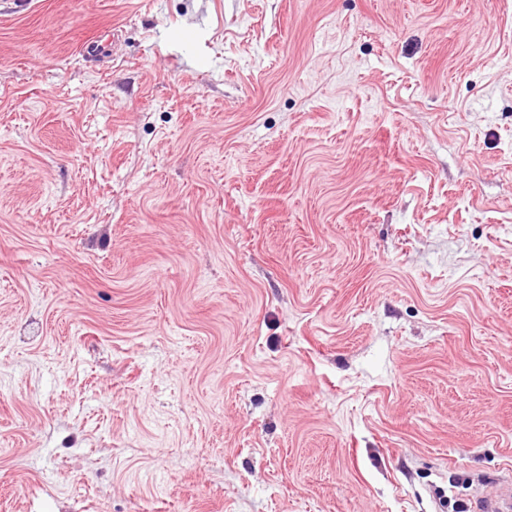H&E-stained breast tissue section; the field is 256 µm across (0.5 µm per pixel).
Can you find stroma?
Instances as JSON below:
<instances>
[{
	"mask_svg": "<svg viewBox=\"0 0 512 512\" xmlns=\"http://www.w3.org/2000/svg\"><path fill=\"white\" fill-rule=\"evenodd\" d=\"M20 2L0 512L512 481V0Z\"/></svg>",
	"mask_w": 512,
	"mask_h": 512,
	"instance_id": "1",
	"label": "stroma"
}]
</instances>
